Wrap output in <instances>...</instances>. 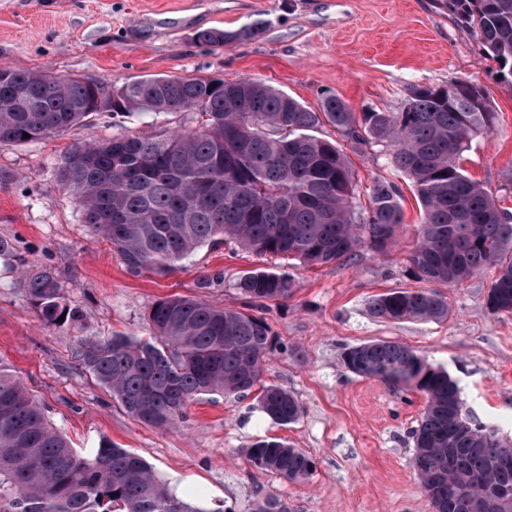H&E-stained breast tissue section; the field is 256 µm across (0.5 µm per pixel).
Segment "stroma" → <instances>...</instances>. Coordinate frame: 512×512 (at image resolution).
I'll use <instances>...</instances> for the list:
<instances>
[{
	"instance_id": "obj_1",
	"label": "stroma",
	"mask_w": 512,
	"mask_h": 512,
	"mask_svg": "<svg viewBox=\"0 0 512 512\" xmlns=\"http://www.w3.org/2000/svg\"><path fill=\"white\" fill-rule=\"evenodd\" d=\"M263 22L255 37L221 47L201 31ZM69 75L109 89L151 77L258 78L311 109L335 95L354 113L399 111L417 86L466 81L483 89L496 114L474 138L463 167L512 214V86L449 0H0V68ZM196 124L191 112H137L114 124L100 112L85 125L22 144L0 145V359L11 364L52 424L80 455L106 438L146 460L177 492L203 491L215 512H252L274 496L288 512H432L413 468L412 431L423 398L360 377L343 364L345 348L393 341L421 351L456 380L464 413L512 441V314L486 304L494 269L444 287L442 322L386 323L368 300L393 289H418L407 255L417 240L419 206L410 181L378 148L347 149L356 193L378 180L394 183L404 222L386 254L360 249L353 260L295 269V288L261 315L272 331L265 382L293 392L298 422L281 427L255 411L254 395H212L186 419L154 428L125 414L81 361L80 339L148 335V313L170 296L241 305L235 282L266 265L232 244L202 246L166 276L137 275L104 238L82 222L59 173L63 156L90 137L148 136ZM52 269L78 325L41 320L25 272ZM223 278L201 287L204 276ZM280 437L306 450L315 469L290 483L253 469L246 448Z\"/></svg>"
}]
</instances>
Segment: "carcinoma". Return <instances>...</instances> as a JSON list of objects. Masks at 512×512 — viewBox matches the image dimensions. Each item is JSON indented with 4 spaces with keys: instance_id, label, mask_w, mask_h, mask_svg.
Listing matches in <instances>:
<instances>
[{
    "instance_id": "obj_1",
    "label": "carcinoma",
    "mask_w": 512,
    "mask_h": 512,
    "mask_svg": "<svg viewBox=\"0 0 512 512\" xmlns=\"http://www.w3.org/2000/svg\"><path fill=\"white\" fill-rule=\"evenodd\" d=\"M476 27L483 49L504 79L512 77V0H452ZM256 27L216 30L198 39L222 46L246 40ZM0 79V144L34 141L83 122L105 84L24 68ZM122 112H194L198 127L150 136L90 138L64 157L60 177L89 230L107 238L126 268L164 276L203 245L234 241L257 257L306 267L345 261L366 247L385 254L402 224V195L374 183L368 204L354 203L353 173L336 143L314 135L328 124L354 146L386 149L390 164L411 180L421 222L409 263L419 279L451 285L497 268L487 295L494 314L512 313V215L501 211L460 157L496 120L485 92L467 82L414 89L398 112L356 118L332 95L315 112L259 79L154 77L126 83ZM295 277L265 267L237 278L240 308L172 296L148 315L151 336L115 335L82 342L85 366L124 411L152 427H170L205 395L243 396L261 382L271 329L257 315L268 301L289 298ZM29 299L54 326L73 325L55 273L27 282ZM369 313L386 322L448 319L447 298L433 288L373 296ZM344 366L424 399L412 431L413 467L434 512H486L492 497L512 506V443L463 413L456 381L416 350L372 341L345 350ZM257 408L274 424L297 422L296 396L262 387ZM251 467L292 482L314 469L311 456L282 438L253 443ZM0 512H219L202 492L180 498L141 457L103 440L79 455L52 425L11 366L0 361ZM254 512H288L266 497Z\"/></svg>"
}]
</instances>
